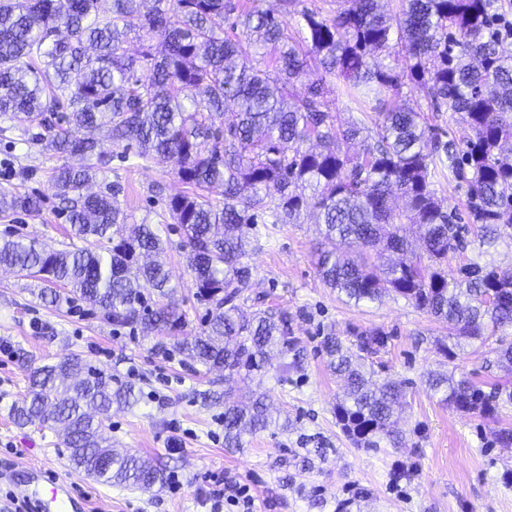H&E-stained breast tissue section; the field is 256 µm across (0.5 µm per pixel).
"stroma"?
<instances>
[{
	"label": "stroma",
	"instance_id": "35a3bbf8",
	"mask_svg": "<svg viewBox=\"0 0 512 512\" xmlns=\"http://www.w3.org/2000/svg\"><path fill=\"white\" fill-rule=\"evenodd\" d=\"M27 125L21 115L0 117V188L35 193L45 202L39 213L0 217V240L16 235L63 249L68 225L50 182L56 161L23 141ZM103 147L113 160L99 183H120L132 222L160 228L175 286L171 299L187 316L184 335H197L205 309L193 296L188 252L165 206L186 187L170 161L140 158L133 146L107 141ZM246 232L254 239L247 258L252 279L241 309L288 311L303 348L300 369L279 359L258 383L225 379L223 372L181 356L164 357L154 338L107 323L81 301L52 306L40 299L39 282L0 269V512H41L23 506L19 496L34 486V469L41 465L87 498V512H241L214 505L213 492L228 477L249 487L253 512H336L337 501L359 487L369 493L363 512H512V484L503 480L512 470V447L496 440L497 430L512 427V405L497 419H482L448 407L426 383L434 370L466 375L487 391L512 379V369L491 346L475 343L455 359L445 358L436 343L447 339V325L404 298L391 294L357 305L327 287L316 270L321 236L312 212L296 224H251ZM373 329L389 338L373 360L377 378L404 384L396 448H363L342 433L334 407L343 386L320 350L328 332L350 344L355 332ZM73 353L133 387L137 404L113 406L106 434L114 447L167 464L178 473L179 488L166 484L142 492L97 482L69 464L60 432L14 424L10 410L28 395L27 366ZM255 389L266 394L277 423L250 437L243 451L228 450L224 402L203 401L202 394L225 390L234 400ZM318 447L326 449V458L302 463L304 449Z\"/></svg>",
	"mask_w": 512,
	"mask_h": 512
}]
</instances>
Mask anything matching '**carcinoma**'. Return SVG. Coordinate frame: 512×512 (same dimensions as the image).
Segmentation results:
<instances>
[{
    "label": "carcinoma",
    "mask_w": 512,
    "mask_h": 512,
    "mask_svg": "<svg viewBox=\"0 0 512 512\" xmlns=\"http://www.w3.org/2000/svg\"><path fill=\"white\" fill-rule=\"evenodd\" d=\"M0 0V116L22 114L38 132L29 140L61 160L51 172L57 210L82 242L46 250L22 237L0 243V267L44 284L55 304L80 299L115 326L144 336L167 329L155 348L230 375H260L275 357L301 347L288 312L238 313L251 279L245 224H294L317 212L333 249L318 253L322 281L359 304L396 294L448 324L452 359L466 340L512 329V270L477 262L451 269L462 225L442 207L434 179L449 171L467 186L471 232L483 246L512 240V59L500 46L493 0H338L325 15L281 0ZM230 23L233 35L224 32ZM142 31L162 47L129 57L123 44ZM387 53L389 62L378 58ZM340 82L352 110L376 112V133L361 153L344 146L362 132L337 122L327 78ZM304 93H293L296 84ZM425 90L432 112L462 116L458 141L442 140L423 113L401 101L402 88ZM112 143H135L142 157L175 164L189 187L167 210L189 249L194 297L203 329L176 332L186 316L165 303L170 280L153 224H127L118 183L89 191L112 155ZM72 158L81 160L75 166ZM224 188V201L208 192ZM401 195L403 208L392 205ZM34 194L0 190V215L41 211ZM379 330L356 336L359 353L330 332L321 347L327 368L344 382L336 421L355 444L398 447L393 417L401 382L373 380L370 358L387 347ZM28 398L15 424L64 430L72 466L99 481L144 491L166 482V468L104 444L112 404L130 406L133 388L77 355L29 369ZM431 390L456 411L490 419L512 404V385L490 392L467 378L431 372ZM273 423L265 394L224 407V444Z\"/></svg>",
    "instance_id": "cac0c4a2"
}]
</instances>
